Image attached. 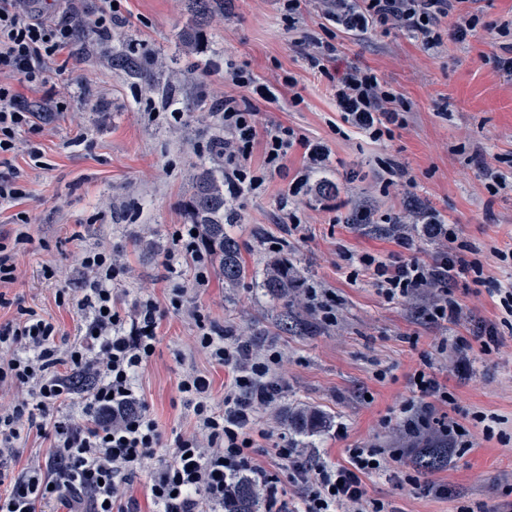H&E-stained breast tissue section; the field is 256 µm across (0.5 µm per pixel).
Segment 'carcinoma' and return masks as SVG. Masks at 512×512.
I'll use <instances>...</instances> for the list:
<instances>
[{"label": "carcinoma", "mask_w": 512, "mask_h": 512, "mask_svg": "<svg viewBox=\"0 0 512 512\" xmlns=\"http://www.w3.org/2000/svg\"><path fill=\"white\" fill-rule=\"evenodd\" d=\"M193 23L181 35L185 48L196 49L201 31L215 14H224V0H188ZM192 223L201 228L203 241L211 258L218 262L224 280L236 284L245 275L241 262L239 244L224 228L239 220L237 211L227 206L224 196V175L206 169L196 178L193 194L186 204ZM301 277L296 267L288 260L275 258L267 265L263 287L273 298L282 301L279 327L283 331L304 332L308 323L300 318L293 308L298 304L296 288ZM329 418L319 412L298 409L288 413V428L299 436H313L327 426ZM414 462L423 469H435L448 465V449L435 443L419 448L413 455ZM260 502L251 483L241 478L236 498L229 505V512H259Z\"/></svg>", "instance_id": "carcinoma-1"}]
</instances>
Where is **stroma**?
Wrapping results in <instances>:
<instances>
[{
  "mask_svg": "<svg viewBox=\"0 0 512 512\" xmlns=\"http://www.w3.org/2000/svg\"><path fill=\"white\" fill-rule=\"evenodd\" d=\"M103 0H76L82 24L71 52L51 66L42 89H23L26 104L39 117L35 128L22 130L12 166L25 174L27 195L19 204L0 207V234L26 233L29 242L18 264L19 277L6 287L10 307L0 319L15 317L18 307H33L76 339L81 316L76 308L55 301L60 288H76L84 252L106 246L132 269L117 289L123 312H130L139 291H151L168 302L171 288L190 289L201 312L222 326L238 327L259 339H275L286 356L280 373L283 393L271 415L275 433L288 431V412L317 409L347 435L336 438L331 427L298 440L305 459L341 463L346 449L373 442L402 446L398 429L381 426L409 398L408 376L423 352L441 340H455L452 326L417 316L424 296L388 303L363 279H350L343 256L365 252L388 256L397 249L393 228L383 216L398 217L418 202L457 224L461 238L480 249L487 290L474 293L458 282L456 295L475 318L495 320L502 311L489 290L512 284V269L492 255V248L512 245V73L503 62L512 57V40L500 37L493 24L512 20V0H471L484 28L465 42L452 40L455 17L445 18L440 52H425L405 33L372 30L338 34L337 72L369 68L409 104L408 124L393 140L372 142L360 135H336V101L327 80L310 70L284 26L276 0H232L230 11L210 20L198 50L183 54L180 34L190 22L187 0H125L123 20L110 33L88 32L85 20ZM145 64L142 78H129L112 65L114 49ZM233 60L264 79L288 74L304 101L287 100L262 109V121L294 126L330 149L319 180L339 186L330 197L295 198L304 221L287 232L280 223V197L301 168L302 151L292 152L283 169L257 193L235 200L241 221L229 225L237 237L246 277L228 286L218 266H211L206 287L192 285L191 275L171 276L163 261L175 251L174 233L189 223L185 204L193 177L217 167L210 143L222 135L219 105L232 86L224 81V62ZM184 110L173 121L170 110ZM42 151L40 165L27 155L29 144ZM501 156L505 189L491 194L474 158L475 151ZM404 165L417 186L410 193L384 195L380 159ZM375 209L381 221L357 224L362 207ZM293 260L304 285L331 289L338 301L336 325L308 315L310 331L284 333L277 327L279 303L261 287L263 271L273 257ZM58 276L48 280L45 268ZM194 320L169 312L158 330L151 363L137 379L166 441L193 426L191 410L177 389L189 370L213 381L212 402L224 404L228 370L212 364L191 345ZM508 352L478 356L474 374L462 383L452 373L448 355L435 367L456 394L445 407L449 419L481 413L495 438L477 437L475 448L454 458L448 468L426 472L429 480L448 483L453 495L440 499L425 491L401 490L396 480L366 479L369 496L391 500L399 512H454L458 503L494 501L512 476V329L503 332ZM386 371L378 380L376 371Z\"/></svg>",
  "mask_w": 512,
  "mask_h": 512,
  "instance_id": "stroma-1",
  "label": "stroma"
}]
</instances>
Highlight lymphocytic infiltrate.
Wrapping results in <instances>:
<instances>
[{
	"label": "lymphocytic infiltrate",
	"mask_w": 512,
	"mask_h": 512,
	"mask_svg": "<svg viewBox=\"0 0 512 512\" xmlns=\"http://www.w3.org/2000/svg\"><path fill=\"white\" fill-rule=\"evenodd\" d=\"M324 19L345 34H360L377 28L401 29L425 50L440 46L443 18L455 16L453 36L466 41L479 24L476 14L464 9L465 0H321ZM74 29L68 16L50 17L39 7L21 0H0V160L14 153L20 131L32 128L36 114L25 104L20 86H45L51 62L70 49ZM338 47L315 40L303 49L309 67L326 77L336 101L340 122L336 133L349 138L358 133L372 141L393 138L406 126V107L398 93L373 70L355 67L343 74L331 72ZM224 79L237 87L225 96L219 108L224 123V190L232 199L254 193L279 172L289 154L302 149L305 165L289 183L285 197L308 194L313 175L326 167L330 153L320 143L310 142L295 128L262 123L266 104L279 101L282 89H290L291 105H300L293 77L280 83L262 79L232 61L224 63ZM264 146V162L253 166L256 144ZM408 223L421 224L438 241L431 259L414 256V240L400 233L397 245L408 257L381 258L371 253L351 257L353 276H362L380 290L386 300L405 298L430 288L434 296L425 308L426 318L460 328L453 348L438 344V351L453 353L454 372L469 380L474 353L499 354L503 345L501 326L512 327V289L498 291L505 316L500 323L478 321L455 295L453 285L461 279L483 283L478 247L460 239L455 225L435 212L410 211ZM190 224L175 233L179 252L169 254L165 266L176 273L190 266L194 284H208L209 253L202 250ZM78 293L58 289V305H74L83 314L81 340L62 337L56 325L31 308H18L14 319L0 322V391L22 390V397L0 407V458L12 454L30 434L49 440L44 460L27 465L16 475L0 461V512H43L57 502L66 512H139L129 492V479L148 473V490L154 512H218L235 493L239 478H248L264 502V512H394L389 502L371 497L365 481L375 472H391L400 487L417 489L419 478L401 469L403 452L374 444L346 451L344 463L322 460L303 462L289 441L274 440L263 414L274 408L281 393L278 371L283 357L275 342L254 344L236 336L233 329L207 321L188 301L186 289L171 291L174 309L186 310L198 328L195 345L218 366L227 368L231 380L224 386V407L211 402L212 382L191 371L178 384L195 419V430L173 440L168 459L149 467L163 446V434L135 386L137 374L155 353L157 331L165 310L154 295H138L131 316H123L116 285L127 268L111 250L86 252L81 261ZM412 375V395L402 402L395 417L410 435L429 429L448 441V449L464 455L473 446L469 424L435 423L436 407L454 403L447 380L437 374L429 354ZM87 373L92 385L83 399L80 418L64 415L53 419L49 410L71 402L74 392L66 384L74 373ZM270 448H263V441ZM271 456L288 470L298 489L293 504L282 498L278 473L263 459ZM156 460V459H155Z\"/></svg>",
	"instance_id": "1"
}]
</instances>
